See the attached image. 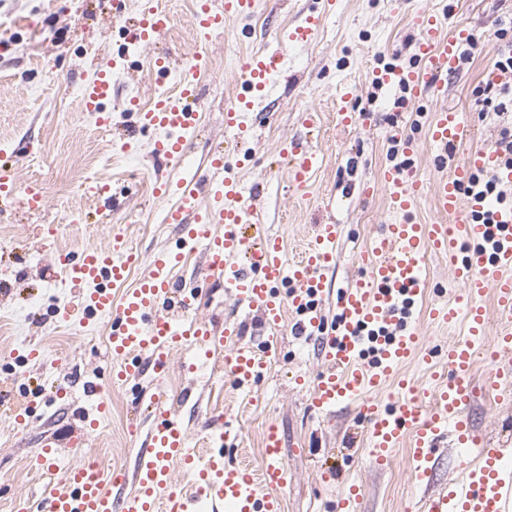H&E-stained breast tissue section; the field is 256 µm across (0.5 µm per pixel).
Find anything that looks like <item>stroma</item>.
Instances as JSON below:
<instances>
[{"instance_id":"1","label":"stroma","mask_w":512,"mask_h":512,"mask_svg":"<svg viewBox=\"0 0 512 512\" xmlns=\"http://www.w3.org/2000/svg\"><path fill=\"white\" fill-rule=\"evenodd\" d=\"M172 16V25L154 46H133L124 37L125 21L141 9V0H0V166L18 185L38 184L48 195L45 211L31 213L18 202L0 201V512H12L16 498H26L29 512H40L47 482L30 464L44 439L59 441L56 479L69 469L96 461L101 471H133L140 439L130 425L149 428L146 404L164 392L199 453L220 423L239 427L235 442L225 444L224 461L260 468L263 439L277 427L283 459L291 481L281 492L283 512H334L347 483L361 487L357 512H423L431 494L460 475L458 450L443 440L436 452L433 479L419 485L412 479V448L395 449L386 468H378L363 449L345 450L355 412L340 409L317 417L308 408L307 385L321 370L313 344L291 333L296 316L282 323L283 349L252 392L242 393L223 370L227 347L214 349L195 374L184 371L186 351H171L162 373L146 372L125 387L110 379L112 357L107 319L84 325L60 321L59 308L76 297L51 266L56 250L80 253L107 247L113 233H124L139 260L115 297L135 287L151 270L156 252L175 247L183 235L177 224L161 221L169 199L155 196L156 180L177 181L178 166L154 154L156 132L138 134L133 150L113 148L111 127L97 125L80 105L79 87L97 68L114 72L108 104L113 124H129L124 111L129 96L150 105L159 91L176 94L177 81L157 86L148 69L151 55L167 51L179 58L200 51L205 62L199 78L201 100L197 131L187 144V159L206 170L214 149H223L231 171L259 192V225L278 236L288 259L301 256L315 225H341L338 258L326 275L319 307L326 332L336 327L340 287L359 274L354 261L378 227L400 221L392 212L379 182L387 164L392 115H400L405 136L417 143L411 157L414 174L433 181L448 175L475 147L496 148L503 118L481 116L476 87L505 41L495 36L497 19L512 15V0H340L336 13L311 44L292 49L284 79L276 91L249 112V139L239 142L224 128V113L234 102L243 78V58L275 46L280 28L300 22L317 0H256L254 13L230 24L224 34L201 39L195 29L194 0H158ZM446 13L448 27L465 25L475 34L472 60L449 76L437 98L407 101L394 110L397 85L374 89L370 73L388 64L404 67L416 52L417 10ZM353 86L354 111L368 114L367 123L341 126L336 119V94ZM446 106L466 115L476 135L447 155L427 137L436 108ZM316 112V125L305 122ZM297 142L318 150L321 167L307 188H294L284 147ZM108 181L119 197L105 210L86 192L88 184ZM372 186L370 196L362 189ZM430 290L419 302L414 322L424 349L444 348L460 340L459 324L440 325L429 307L452 299L459 285L444 254H431L427 267ZM201 289V288H200ZM194 316L223 324L236 321L244 341L265 336L258 311L240 305L219 280H210L193 310ZM40 346V358L25 357L28 346ZM303 385H296L295 377ZM88 382L101 383L111 409L87 440H69L93 401L83 393ZM471 421L490 445L512 439V385L502 384L499 397L477 396L469 407ZM29 423L13 426L16 416Z\"/></svg>"}]
</instances>
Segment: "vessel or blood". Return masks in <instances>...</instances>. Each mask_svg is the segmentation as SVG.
I'll list each match as a JSON object with an SVG mask.
<instances>
[{
  "label": "vessel or blood",
  "mask_w": 512,
  "mask_h": 512,
  "mask_svg": "<svg viewBox=\"0 0 512 512\" xmlns=\"http://www.w3.org/2000/svg\"><path fill=\"white\" fill-rule=\"evenodd\" d=\"M255 6L256 0H223L219 5L214 0H196L197 31L204 38L224 33L234 20L250 16ZM337 6V0H323L322 10L287 28L275 48L246 58L242 89L224 114L225 128L236 139H246L248 128L242 114L271 96L288 51L308 45ZM415 21L419 27L418 65L408 71L376 69L372 75L385 83L404 85L410 97L419 100L438 91L442 78L457 70L461 48L469 43L471 34L465 28L446 31L441 17L424 9L417 11ZM169 26V14L149 2L134 21L130 41L150 44ZM203 62L198 52L180 66L169 56L154 57L150 71L156 78H168L175 69H182L178 94L159 96L146 108L134 98L126 106L139 130L158 132L155 155L174 164L182 161L187 137L196 131L200 103L196 73ZM112 83L111 70L101 68L81 89L85 111L105 127L112 123L106 108ZM472 134L462 113L451 108L434 113L430 124L433 142L457 144ZM285 152L295 184L305 186L310 174L320 168L321 154L296 143L286 145ZM208 173L204 184L191 171L184 172L176 184H159L158 194L176 196L163 221L183 225L184 235L175 248L154 256L152 273L122 300H115L112 288L125 280L137 261L123 234H113L106 249H90L77 258L67 251L53 256L55 267L66 272L70 287L79 296L77 305L63 310L62 319L110 320L108 342L115 382H131L148 370L163 372L169 352L176 347L205 353L210 346L227 343L231 349L224 368L235 384L247 391L265 374L282 345L279 331L285 308L300 316L297 335L317 334L323 273L336 262L340 225H316L302 255L288 260L278 237L254 228L256 196L231 175L223 155L210 157ZM481 173L494 174L500 182L512 185V169L502 167L497 152L490 148L471 151L448 177L433 184L407 170L383 169L381 183L389 206L403 219L382 225L361 255L362 274L340 289L336 330L319 336L317 348L324 369L309 391L308 407L321 416L341 405H356L367 452L378 465L388 464L393 449L402 446L405 437H412V475L419 483L431 480L437 442L444 432H452L455 444L468 452L460 461L463 478L451 490L432 497L427 512H507L512 507V448L489 447L467 413L479 391L472 369L480 340L488 330H495L498 336L486 356L492 367L489 390L512 377V208L498 209L488 197L466 193V186ZM426 196L432 197L438 212L452 216V223L418 224L410 218V211ZM0 197L19 200L33 212L46 206L40 189L19 188L3 169ZM489 210L497 228L475 220L476 214ZM216 224L223 225V234L213 233ZM193 250L202 253L208 276L223 279L226 290L240 304L262 313L268 334L260 346L239 341L235 323L218 328L190 318L197 293L176 287L168 271L185 252ZM434 252L447 255L460 289L453 302L432 307L429 315L440 323L462 320L465 337L449 345L445 354L449 369L438 374V385L428 397L418 396L415 388L409 387L394 402H381L373 398V391L420 351L412 316L416 301L426 293L425 263ZM489 297L494 300L490 309L484 304ZM151 407L153 424L138 451L133 474L114 471L106 475L91 466L67 471L61 482L45 486V512H198L204 504L221 505L231 512H281L278 492L287 485L289 472L277 428H269L266 434V463L257 474L245 464H225L220 434L211 437L207 458H200L165 395L153 397ZM178 468L196 471L193 492L177 485L174 471ZM129 482L134 485L133 493L120 495V488Z\"/></svg>",
  "instance_id": "vessel-or-blood-1"
}]
</instances>
